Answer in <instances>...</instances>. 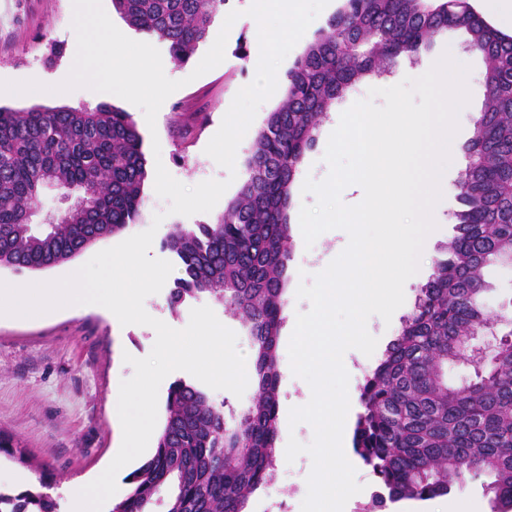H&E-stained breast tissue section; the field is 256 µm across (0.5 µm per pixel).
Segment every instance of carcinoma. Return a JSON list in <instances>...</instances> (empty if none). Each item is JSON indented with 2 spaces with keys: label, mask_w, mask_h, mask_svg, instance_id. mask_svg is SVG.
Segmentation results:
<instances>
[{
  "label": "carcinoma",
  "mask_w": 512,
  "mask_h": 512,
  "mask_svg": "<svg viewBox=\"0 0 512 512\" xmlns=\"http://www.w3.org/2000/svg\"><path fill=\"white\" fill-rule=\"evenodd\" d=\"M228 0H112L129 26L187 63ZM463 31L485 62V103L455 185L460 208L447 257L438 259L413 311L359 388L354 453L379 479L376 502L449 494L466 476L489 478L495 512L512 509V329L448 384L445 367L466 359L491 321L478 302L485 269L512 264V35L469 0H341L288 69L246 158L247 177L224 212L176 227L163 241L181 269L169 303L213 296L239 316L253 350L254 405L226 420L224 406L184 381L169 389L150 459L128 477L110 512H247L250 495L276 471L278 340L291 259V189L318 126L364 78L412 60L434 37ZM143 138L129 113L95 108L0 107V268L44 271L121 233L144 204ZM81 192L43 229L32 224L43 188ZM0 512H56L42 492L0 490Z\"/></svg>",
  "instance_id": "cac0c4a2"
}]
</instances>
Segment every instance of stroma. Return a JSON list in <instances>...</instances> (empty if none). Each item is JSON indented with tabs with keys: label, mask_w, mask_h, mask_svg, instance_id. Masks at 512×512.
Returning a JSON list of instances; mask_svg holds the SVG:
<instances>
[{
	"label": "stroma",
	"mask_w": 512,
	"mask_h": 512,
	"mask_svg": "<svg viewBox=\"0 0 512 512\" xmlns=\"http://www.w3.org/2000/svg\"><path fill=\"white\" fill-rule=\"evenodd\" d=\"M227 10L240 11L232 26L225 59L202 76H194L198 60L210 49L211 38L217 37L224 19L216 17L210 28L209 41L201 43L193 59L176 64L163 56L165 75L181 81L180 89L161 106L155 127H148L140 108L112 95L108 101L129 112L142 137L147 170L152 174L157 165H164L179 182L193 186L206 180L229 181L222 201L208 213L191 216L168 213V201L155 192V181L147 179L145 202L135 223L121 235L97 242L72 261L41 272L44 280L67 276L71 268L84 265L98 252L113 247L121 239L155 228L150 249L152 257L168 259L162 247L164 238L178 226L189 227L210 222L224 211V204L237 193L247 173L245 159L257 130L277 103L276 98L263 102L240 142L236 152V170L228 172L205 152L218 131L231 102L240 88L250 84L256 75L257 57L239 59L234 50L238 43L252 44V22L247 17L245 0H228ZM72 0H9L8 8L0 10V80L26 81L41 75L47 91L25 99L0 93V106L22 110L34 105L69 106L85 104L86 92L78 88L70 92H50V85L71 63L70 53H63L54 64H47L50 43L70 46L75 38L72 27ZM455 43L469 72L466 82L470 104L458 117L459 129L454 141L456 162L448 169V187L435 208L436 229L425 240L418 272L404 286L405 301L391 321L371 316L368 331L382 343L397 336L402 321L413 306L419 289L428 280L436 259L444 255V247L454 235L452 214L459 207L454 184L469 163L465 145L471 138L474 119L485 100L483 84L484 61L467 47L464 32L455 31L437 36L430 49L415 61H403L392 73L364 80L358 94L347 95L335 107L336 112L348 109L356 100L365 99L369 89L384 88L405 77L423 75L448 43ZM164 213L161 224L153 217ZM344 230H330L318 237L313 246H306L300 233H293L291 260L288 266L286 321L309 311L308 300L298 298L300 283H312L316 274L335 259L347 246ZM487 289L480 302L491 315V329L498 334L512 328V266L493 265L487 268ZM173 280H166L162 290L146 298L144 307L154 318L172 328L187 326L190 312L196 306L210 307L218 319L237 335V348L245 357L253 350L240 319L226 311L219 300L205 296L171 309L170 292ZM153 328L143 325L124 327L105 314L89 308L63 309L51 314L18 320L0 316V432L15 444L13 455L0 454V489L17 493L27 489L44 490L57 503L58 512H69L67 492L70 487L86 483L105 468L115 448L122 442V427L117 412L116 391L122 380L130 378L133 369L124 363V355L146 357L155 342ZM280 404L307 401L309 384L293 374L288 354V336L280 334L278 342ZM312 469L309 455L287 461L278 455L276 476L271 484L259 487L249 498L248 512H301L307 494L306 479ZM24 476L23 482L10 480L11 472Z\"/></svg>",
	"instance_id": "obj_1"
}]
</instances>
